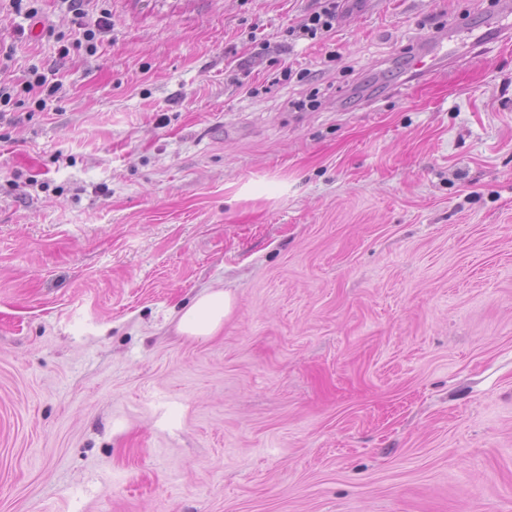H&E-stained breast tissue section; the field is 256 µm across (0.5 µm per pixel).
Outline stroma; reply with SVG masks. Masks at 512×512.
Wrapping results in <instances>:
<instances>
[{"instance_id":"1","label":"stroma","mask_w":512,"mask_h":512,"mask_svg":"<svg viewBox=\"0 0 512 512\" xmlns=\"http://www.w3.org/2000/svg\"><path fill=\"white\" fill-rule=\"evenodd\" d=\"M496 2L0 0V512H512V55L404 82ZM61 5L65 7L68 13H72L78 24L82 38L73 41L63 40L60 38L58 43V55L61 58L68 57L72 50L82 47L83 42L86 43V48L93 50L96 47L98 37L112 31V15L103 10L100 15L93 17L90 15L89 10L86 9L87 5L92 0H60ZM318 6L306 14L295 26L286 29L287 36L294 40L318 41L336 32V21L341 2L344 0H316ZM459 32L450 28L448 33L429 36L412 51L407 61L406 80L413 82L417 91H424L433 102L448 98V80L442 78L448 71L454 72L460 83L473 79L472 71L460 63L462 57L448 49L449 43L460 36ZM31 72L34 78L26 82L24 90L28 94L32 93L37 96L39 106L44 109L49 100L56 98L60 85L48 82V78L44 74L38 73L37 69H33ZM235 299L222 288L200 294L180 314L178 329L186 336L203 338L213 336L224 326L233 311Z\"/></svg>"}]
</instances>
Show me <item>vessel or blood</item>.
Masks as SVG:
<instances>
[{
    "instance_id": "b4317fda",
    "label": "vessel or blood",
    "mask_w": 512,
    "mask_h": 512,
    "mask_svg": "<svg viewBox=\"0 0 512 512\" xmlns=\"http://www.w3.org/2000/svg\"><path fill=\"white\" fill-rule=\"evenodd\" d=\"M459 35L457 29L434 34L426 38L414 49L407 61V79L413 82L418 91L424 92L428 99L439 102L448 96L447 73H455L461 83L471 82L470 69L463 66L460 58L449 48L450 42ZM508 46L512 44V7L501 0L496 10L485 22L484 32L472 35V48H479L488 42Z\"/></svg>"
}]
</instances>
